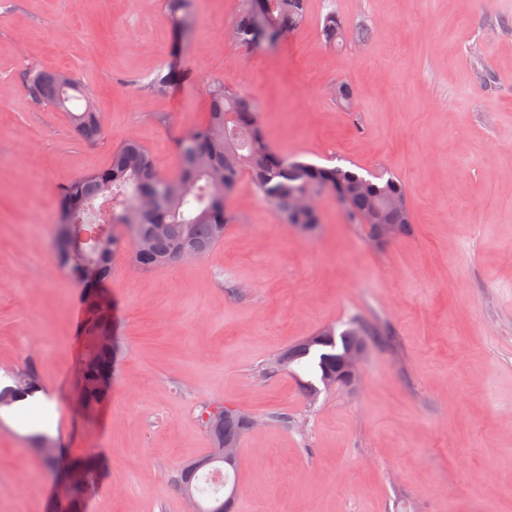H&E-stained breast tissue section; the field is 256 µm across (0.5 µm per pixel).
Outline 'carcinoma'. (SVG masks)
<instances>
[{"mask_svg": "<svg viewBox=\"0 0 512 512\" xmlns=\"http://www.w3.org/2000/svg\"><path fill=\"white\" fill-rule=\"evenodd\" d=\"M256 0H240V6L227 26L230 42L236 47L258 49L275 47L296 31L306 18L307 0H264L269 17L264 29L254 27ZM167 18L179 40L195 30L193 0H164ZM347 29L336 12H329L323 23L325 42L338 46ZM192 75L174 62H167L137 80L141 90L158 96L168 95ZM30 94L69 116L74 134L88 144L102 143L107 131L96 112L86 85L76 75L65 72L30 71L26 78ZM208 107L204 121L185 130L177 141L178 171L162 173L150 151L137 139L127 138L112 149L108 167L81 175L57 192L56 230L72 238L81 237L80 249L57 254L62 269L84 289L86 306L82 325L84 352L78 374L81 395L93 409L112 393L104 378L112 371V318L110 301L102 286L112 275L115 257L124 253L138 268L155 271L165 259L180 249H189L190 260L207 255L224 237V230L235 223L227 200L235 190L240 173L247 170L261 197L278 210L284 222L318 229L320 218L313 211L298 219L292 216V203L312 189L340 194L347 198L346 215L362 224L374 237L370 222L374 209H385L394 199L407 200L400 180L387 170L362 173L345 165L320 166L274 150L268 143L260 114L254 102L236 87L213 78L208 82ZM380 330L352 318L346 328L330 337L312 336L290 346L265 367L291 371L307 397L314 403L321 385L336 359L358 343L361 336H377ZM15 389H0V408L9 407L41 390L30 371L9 375ZM249 429L246 415L223 420L215 429L204 428L210 447L219 448L224 436L240 438ZM45 465L53 471L79 468L83 481L74 487L71 501L63 506L49 500L47 512H83L84 501L95 485L100 464L93 455L65 456L46 433L33 435ZM199 471L184 465L177 482L188 485L193 494L208 499L218 497L223 512H231L232 502L224 490L206 492L198 485Z\"/></svg>", "mask_w": 512, "mask_h": 512, "instance_id": "cac0c4a2", "label": "carcinoma"}]
</instances>
